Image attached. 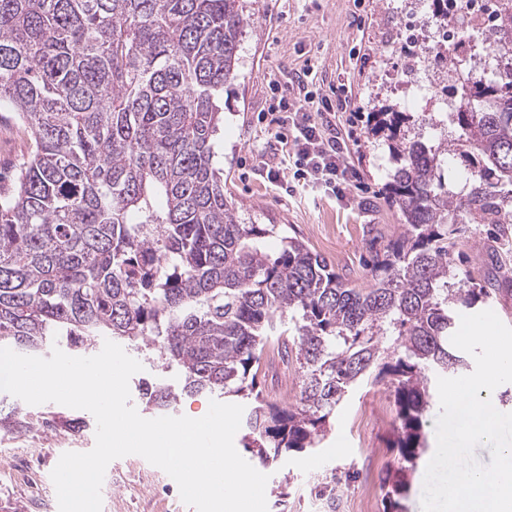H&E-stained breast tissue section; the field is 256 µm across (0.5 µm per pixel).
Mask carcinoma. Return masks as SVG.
<instances>
[{
	"label": "carcinoma",
	"mask_w": 512,
	"mask_h": 512,
	"mask_svg": "<svg viewBox=\"0 0 512 512\" xmlns=\"http://www.w3.org/2000/svg\"><path fill=\"white\" fill-rule=\"evenodd\" d=\"M252 23L247 0H0V104L33 144L0 192V347L87 351L100 336L148 346L181 385L143 382L144 409L203 391L237 400L243 447L263 466L317 447L352 388L385 382L398 420L385 512H402L425 449L427 373L470 368L451 343L455 315L503 292L454 263V249L464 222L512 224V40L494 53L508 80L460 73L448 86L451 144L368 98L402 231L369 238L372 284L360 288L224 195L217 100ZM450 154L466 171L457 193ZM269 345L301 370L295 406L258 382ZM30 425L17 405L0 413V432ZM39 425L72 428L58 410Z\"/></svg>",
	"instance_id": "1"
}]
</instances>
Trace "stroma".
Wrapping results in <instances>:
<instances>
[{
  "label": "stroma",
  "mask_w": 512,
  "mask_h": 512,
  "mask_svg": "<svg viewBox=\"0 0 512 512\" xmlns=\"http://www.w3.org/2000/svg\"><path fill=\"white\" fill-rule=\"evenodd\" d=\"M255 15L246 28L240 50L239 76L224 89V136L216 146L224 168V191L240 214L260 224L287 225L346 279L366 288L371 278L363 265L366 231L377 227L385 235L400 229V216L383 194L385 151L367 133L368 94L392 99L388 78L403 69L400 54L384 53L385 32L399 28L388 0H249ZM314 70L323 94L330 98L351 92L350 111L336 113L332 122L346 145L347 193L350 204L337 202L322 188L298 181L294 163L286 162L279 141L281 129L271 112V79ZM30 151V139L14 112L0 107V177L9 178ZM280 171L278 178L268 168ZM492 224L464 225L455 257L476 277L499 275L507 292L489 303L512 327V237L492 243ZM81 424L75 433L53 435L39 427L29 432L0 433V458L22 449L33 460L24 474L0 467V512H57L51 480V458L65 452H85L95 445L96 421L85 410H70ZM397 424L388 385L360 384L337 407L330 428L317 448L289 453L268 468V512H353L361 473L362 452L380 454L375 474L383 481L397 463L390 439ZM335 474L336 506L315 498L311 485ZM102 512H196L185 504L177 485L162 469L143 457L113 460L104 477Z\"/></svg>",
  "instance_id": "35a3bbf8"
}]
</instances>
